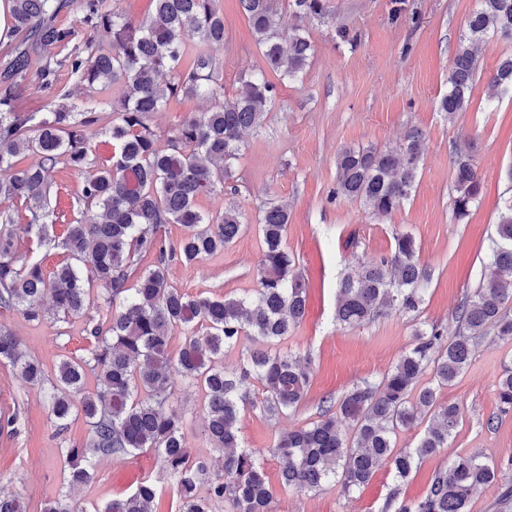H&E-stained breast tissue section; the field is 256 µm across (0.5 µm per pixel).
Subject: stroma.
I'll return each mask as SVG.
<instances>
[{
    "label": "stroma",
    "mask_w": 512,
    "mask_h": 512,
    "mask_svg": "<svg viewBox=\"0 0 512 512\" xmlns=\"http://www.w3.org/2000/svg\"><path fill=\"white\" fill-rule=\"evenodd\" d=\"M328 22L308 23L316 52L302 81L281 84L263 127L248 132L236 162V179L219 195L198 200L202 211H223L238 202L245 228L223 254L192 265L172 263L171 283L192 296L243 297L256 286L261 237L260 208L282 204L290 211L285 246L309 284L301 325L281 350L309 356L310 386L297 409L270 419L257 411L242 413L239 438L262 452L261 463L274 492L273 512H378L391 476L380 467L372 480L353 492L341 484L316 490H284L271 455L279 432L318 420L321 402L339 398L354 384L376 382L409 349L416 330L439 326L447 336L457 328L455 311L476 289L488 261L499 211L512 197V93L486 103V81L498 61L512 54V41L495 37L476 48L483 76L474 85L469 107L447 119L438 102L448 91V71L458 37L476 0H404V12L391 22L392 0H331ZM226 40L216 59L227 95H234L242 73L262 67L264 59L239 0H220ZM349 29L355 47L336 45L335 27ZM420 129L422 161L416 187L390 217L379 218L360 204L333 199L336 155L345 147L397 145L410 128ZM474 156L484 189L468 220L453 215L452 155ZM411 233L418 263L430 275L417 315L392 312L354 328L334 322L336 291L358 262L390 252L395 233ZM0 327L20 336L28 353L53 375L63 356L85 348L84 321H26L16 310L0 309ZM512 365V342L478 349L454 385L439 392L443 403L462 409V420L445 448L420 461L407 479V498L422 496L432 475L449 459L476 454L512 476V411H502L497 383ZM204 395L193 383H179L171 404L184 422L191 455L218 462L220 452L204 437ZM16 415L15 431H0V487L22 497L27 512H43L64 491L60 450L88 434L83 417L57 433L40 388L23 383L12 367L0 365V416ZM158 482L154 512H178L179 495L164 479L151 451L128 459L102 458L96 483L79 489L85 506L104 504L130 492L144 477Z\"/></svg>",
    "instance_id": "obj_1"
}]
</instances>
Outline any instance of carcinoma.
<instances>
[{
	"instance_id": "1",
	"label": "carcinoma",
	"mask_w": 512,
	"mask_h": 512,
	"mask_svg": "<svg viewBox=\"0 0 512 512\" xmlns=\"http://www.w3.org/2000/svg\"><path fill=\"white\" fill-rule=\"evenodd\" d=\"M120 0H5L9 25L0 57V308L17 309L29 322L86 318L85 353L63 357L49 379L39 360L14 333L0 328V363L17 370L26 384L44 389L53 422L68 428L81 413L87 439L61 449L64 482L74 490L97 476L94 460L133 457L150 449L176 486L179 512H272L273 493L260 463L261 451L240 447L235 425L242 411L258 409L274 418L295 409L309 384L308 361L278 348L306 314L307 283L285 247L288 208L259 211L262 239L257 287L245 297L190 296L174 286L169 267L190 265L224 251L243 229L233 203L217 214L200 211L203 195L224 192L242 152L243 134L258 130L275 104L277 84L263 72L245 73L233 98L225 97L215 54L226 33L220 0H150L152 10L134 20ZM256 44L280 80L303 76L315 48L304 25L331 17L329 0H239ZM75 23L59 21L63 12ZM85 34V49L73 45ZM512 38V0H478L468 17L448 72V93L439 110L448 119L464 111L478 78L475 48L489 37ZM92 91L116 87L112 99L81 100L61 76ZM512 89V55L487 81V101ZM48 100L42 112L19 106L22 92ZM177 99H207L209 109L188 112L166 133V146L149 116ZM105 134L113 152L98 165L94 139ZM422 133L410 129L395 148H343L336 155L334 194L359 202L386 218L407 200L420 167ZM36 162L22 165L20 157ZM66 163L83 175L76 203L79 217L62 238L48 233L57 216L50 206L53 173ZM455 218L469 217L483 184L472 155L453 157ZM40 247L53 246L67 260L46 274L42 260L20 251L15 223ZM179 224L181 238L167 242L163 228ZM152 259L142 270L139 263ZM487 274L455 312L457 334L438 326L418 330L414 342L377 383L354 386L328 406L320 419L276 436L283 489L309 491L340 481L344 491L370 482L378 467H390L392 487L378 512H469L473 495L503 478L502 471L475 455L458 456L438 470L418 499L401 496L415 465L448 443L462 414L438 401L470 364L488 337L512 340V199L504 201ZM426 271L408 233H395L388 256L360 262L344 278L336 302V324L355 327L387 315L419 311ZM103 301L108 316L89 314ZM182 330L173 353L169 340ZM254 347L233 369L224 349L242 337ZM431 372V381L419 385ZM93 391L85 390L88 374ZM199 384L205 393V435L224 452L216 469L189 454L181 417L166 409L175 380ZM264 388L251 396L252 381ZM497 393L512 408V366H505ZM352 425L341 432L336 419ZM428 420L413 448H395L397 433ZM155 483L146 478L128 495L87 509L65 493L44 512H153Z\"/></svg>"
}]
</instances>
